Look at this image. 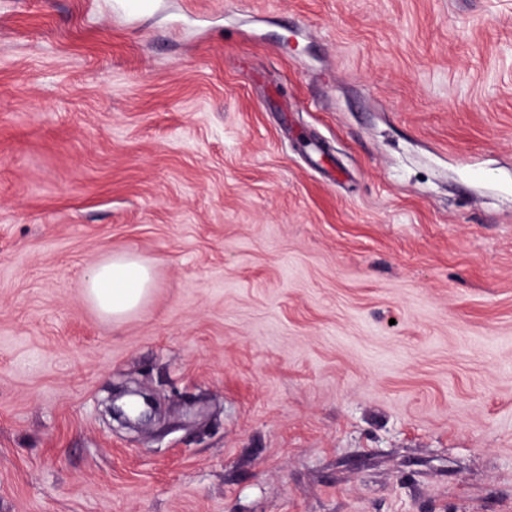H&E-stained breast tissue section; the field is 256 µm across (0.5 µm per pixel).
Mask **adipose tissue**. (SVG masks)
<instances>
[{
    "instance_id": "obj_1",
    "label": "adipose tissue",
    "mask_w": 512,
    "mask_h": 512,
    "mask_svg": "<svg viewBox=\"0 0 512 512\" xmlns=\"http://www.w3.org/2000/svg\"><path fill=\"white\" fill-rule=\"evenodd\" d=\"M153 286L150 268L136 257L121 255L97 265L85 283V296L114 320L136 311Z\"/></svg>"
}]
</instances>
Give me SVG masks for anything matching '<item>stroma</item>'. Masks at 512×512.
<instances>
[{
	"instance_id": "1",
	"label": "stroma",
	"mask_w": 512,
	"mask_h": 512,
	"mask_svg": "<svg viewBox=\"0 0 512 512\" xmlns=\"http://www.w3.org/2000/svg\"><path fill=\"white\" fill-rule=\"evenodd\" d=\"M0 512H512V0H0ZM153 287L150 268L136 257L121 255L97 265L85 283V296L113 320L136 311ZM126 393L128 395L142 397L146 408L141 410L135 406L132 407L131 412L135 414V416L132 418L122 408L115 407L112 398L108 400V404H106L105 406V411L112 417V419L116 420L122 426H130L132 424H135V422H137L138 424H142L151 421L152 414L155 409L153 398H151L149 395L145 394L141 390H128Z\"/></svg>"
}]
</instances>
